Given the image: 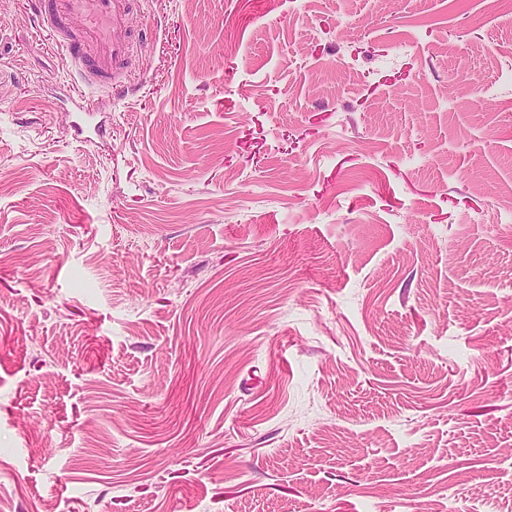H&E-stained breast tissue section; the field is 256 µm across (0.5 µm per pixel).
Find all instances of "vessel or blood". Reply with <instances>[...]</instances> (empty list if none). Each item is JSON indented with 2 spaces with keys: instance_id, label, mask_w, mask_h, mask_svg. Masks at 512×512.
I'll use <instances>...</instances> for the list:
<instances>
[{
  "instance_id": "obj_1",
  "label": "vessel or blood",
  "mask_w": 512,
  "mask_h": 512,
  "mask_svg": "<svg viewBox=\"0 0 512 512\" xmlns=\"http://www.w3.org/2000/svg\"><path fill=\"white\" fill-rule=\"evenodd\" d=\"M136 0H35L39 26L78 66L87 86L118 89L133 71L143 43L128 16Z\"/></svg>"
}]
</instances>
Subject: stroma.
Instances as JSON below:
<instances>
[{"label":"stroma","mask_w":512,"mask_h":512,"mask_svg":"<svg viewBox=\"0 0 512 512\" xmlns=\"http://www.w3.org/2000/svg\"><path fill=\"white\" fill-rule=\"evenodd\" d=\"M130 24L86 141L0 0V512H512V16Z\"/></svg>","instance_id":"1"}]
</instances>
